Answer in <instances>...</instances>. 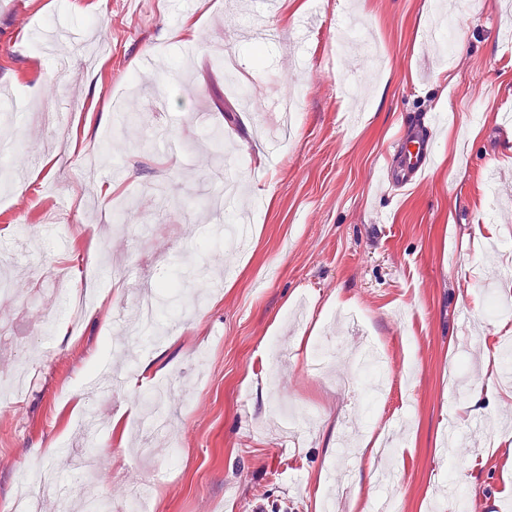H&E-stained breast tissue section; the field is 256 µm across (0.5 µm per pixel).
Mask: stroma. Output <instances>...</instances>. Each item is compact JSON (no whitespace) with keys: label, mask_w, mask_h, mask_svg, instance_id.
Returning a JSON list of instances; mask_svg holds the SVG:
<instances>
[{"label":"stroma","mask_w":512,"mask_h":512,"mask_svg":"<svg viewBox=\"0 0 512 512\" xmlns=\"http://www.w3.org/2000/svg\"><path fill=\"white\" fill-rule=\"evenodd\" d=\"M365 21L368 44L342 49L348 12ZM254 0H8L0 7V105L23 107L10 135L30 163L11 166L0 188V271L11 280L0 318L27 377L0 414V504L20 470L62 476L83 414L102 432V491L122 512L127 485L163 467L157 512H322L328 472L347 473L343 505L391 499L394 512H512V412L467 419L468 451L443 446L467 381L496 353L512 312L491 299L512 295V0H272L277 33L262 59L241 39ZM198 39L175 38L185 15ZM453 18V47L431 35ZM65 22L104 32L110 52L76 73L35 52L33 30ZM239 56L259 96L292 90L296 125L284 143L261 134L278 112L248 107L220 58ZM152 82L132 94L128 74ZM163 99L167 115L150 110ZM224 133L222 159L249 210V243L225 242L224 224L196 222L198 195L217 183L205 150L185 144L197 112ZM436 114V165L405 193L387 190L388 154L415 117ZM181 141L168 151L163 137ZM123 150H113V142ZM168 187L165 209L136 208L131 221L155 230L136 240L118 231L122 204ZM220 248L224 260L212 262ZM151 266L161 318L184 324L140 351L110 316L132 310L134 274ZM357 312L363 335L349 332ZM370 336L387 354L379 401L338 388L346 357L313 373L320 345L362 349ZM136 352L125 389L109 398L86 387L105 358ZM149 365L148 376L139 366ZM172 384L165 432L139 429L140 394ZM308 417L290 430L282 403ZM121 428H113L114 419ZM402 430L399 448L357 463L365 431Z\"/></svg>","instance_id":"35a3bbf8"}]
</instances>
